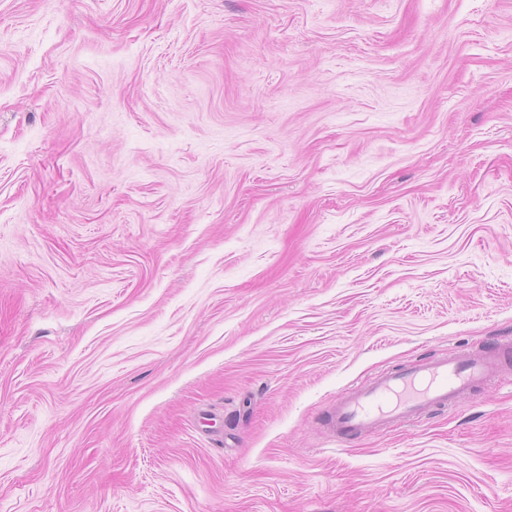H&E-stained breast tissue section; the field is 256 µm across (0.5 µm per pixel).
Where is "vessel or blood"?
Instances as JSON below:
<instances>
[{"label": "vessel or blood", "mask_w": 512, "mask_h": 512, "mask_svg": "<svg viewBox=\"0 0 512 512\" xmlns=\"http://www.w3.org/2000/svg\"><path fill=\"white\" fill-rule=\"evenodd\" d=\"M502 353L459 350L453 355L356 384L337 396L324 427L330 437L349 443L394 423H413L428 409L453 407L464 394L495 380Z\"/></svg>", "instance_id": "vessel-or-blood-1"}]
</instances>
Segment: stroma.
<instances>
[{"label": "stroma", "mask_w": 512, "mask_h": 512, "mask_svg": "<svg viewBox=\"0 0 512 512\" xmlns=\"http://www.w3.org/2000/svg\"><path fill=\"white\" fill-rule=\"evenodd\" d=\"M512 0H0V512H512ZM502 371L499 349H461L381 373L338 395L327 410L324 428L330 437L349 443L394 423H414L428 409L453 407L462 395L492 382Z\"/></svg>", "instance_id": "35a3bbf8"}]
</instances>
